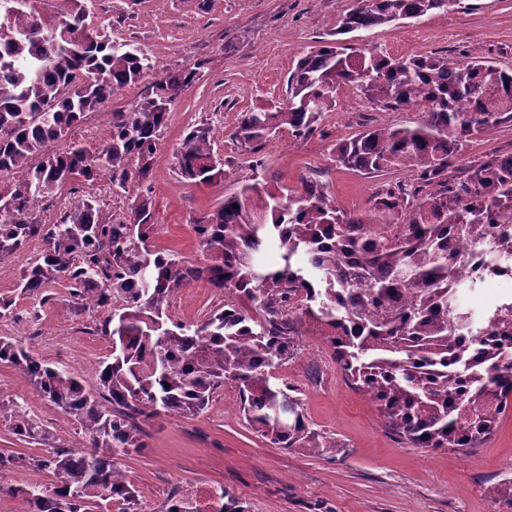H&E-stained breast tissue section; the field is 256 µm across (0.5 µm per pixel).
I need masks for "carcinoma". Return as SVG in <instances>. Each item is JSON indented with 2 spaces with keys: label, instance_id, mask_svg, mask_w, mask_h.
<instances>
[{
  "label": "carcinoma",
  "instance_id": "1",
  "mask_svg": "<svg viewBox=\"0 0 512 512\" xmlns=\"http://www.w3.org/2000/svg\"><path fill=\"white\" fill-rule=\"evenodd\" d=\"M62 2L50 23L32 0H0V176L11 177L0 191V264L42 239L44 253L23 271L22 290L35 294L65 280L81 310L112 308L99 331L117 350L96 368L90 389L79 374L0 338V361L73 416L89 442L41 460L57 477L50 489L0 480V512L16 496L30 512H98L103 502L137 512L119 457L141 450L151 419L200 414L226 379L238 384L240 410L270 444L335 450L309 427L297 389L275 376L304 323L412 444L462 452L493 434L512 407V308L493 332L470 330L471 318L454 307V245L495 214L512 213V154L483 159L462 176L454 166L468 137L512 122V70L478 55H368L341 46L344 35L446 14L463 0H354L340 14L337 38L298 60L286 101L240 113L232 133L256 173L265 169L267 142L284 131L312 135L348 87L378 106L416 107L422 116L413 127L365 126L332 145L334 161L372 176L402 169L411 182L382 183L365 213L340 209L317 180L303 178L286 194L246 182L195 220L201 262L150 242L149 201L133 193L149 175L171 106L199 72L156 77L130 108L109 113L98 147L70 140L73 125L104 111L154 64L88 22L81 0ZM215 144L212 129H186L180 174L204 184L229 177ZM104 175L133 199L127 220L86 196L59 222L42 223L40 209L54 191ZM270 245L283 251L278 266L259 263ZM199 280L230 296L224 310L192 324L172 319L173 293ZM466 406L477 419L463 415ZM278 410L288 413L283 426ZM0 419L24 441L49 437L26 406L1 396ZM162 512L201 509L176 489ZM208 512L240 510L222 489Z\"/></svg>",
  "mask_w": 512,
  "mask_h": 512
}]
</instances>
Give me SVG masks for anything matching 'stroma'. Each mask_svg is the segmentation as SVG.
I'll return each mask as SVG.
<instances>
[{"mask_svg":"<svg viewBox=\"0 0 512 512\" xmlns=\"http://www.w3.org/2000/svg\"><path fill=\"white\" fill-rule=\"evenodd\" d=\"M350 0H84L94 18L109 16L111 37L148 51L156 71L198 68L199 80L172 107L151 171L141 186L151 203L153 243L188 260L202 257L194 220L230 194L249 176L247 156L229 139L240 112L284 98L286 79L316 40L335 31ZM471 6L402 26L357 31L355 43L392 55L476 53L501 67H512V0H470ZM419 109L379 110L373 102L341 88L334 112L317 131L297 139L280 134L262 152L271 185L299 186L302 177L323 174L327 191L341 209L363 211L378 181L335 167L332 143L356 134L361 123L404 125ZM223 128L217 153L230 178L217 184L184 179L176 159L186 128ZM512 153V124L470 139L456 163ZM92 195L98 205L124 219L127 200L108 178L74 191L51 195L40 214L43 223L60 219L75 197ZM34 238L0 265V300L12 303L0 318V337L11 338L39 358L83 374L95 387L94 366L108 360L112 344L96 328L108 314L81 311L66 281L46 295L21 291L28 263L42 252ZM225 294L198 281L175 294L173 319L196 322L223 308ZM301 392L313 429L335 443V452L317 455L271 445L239 413L238 385L225 380L207 408L189 418L164 415L145 427L140 451L121 457L135 487L139 512H160L176 488L193 492L208 507L213 489L229 491L243 512H512V498L495 489L512 479V410L501 416L494 435L467 453L418 448L384 424L376 403L352 388L337 367L323 336L305 327L295 337L291 358L277 371ZM0 397L27 405L49 430L48 444L18 439L0 423V452L23 454L10 469V482L51 486L56 478L38 461L51 448L80 450L88 440L75 418L42 400L13 366L0 363Z\"/></svg>","mask_w":512,"mask_h":512,"instance_id":"obj_1","label":"stroma"}]
</instances>
